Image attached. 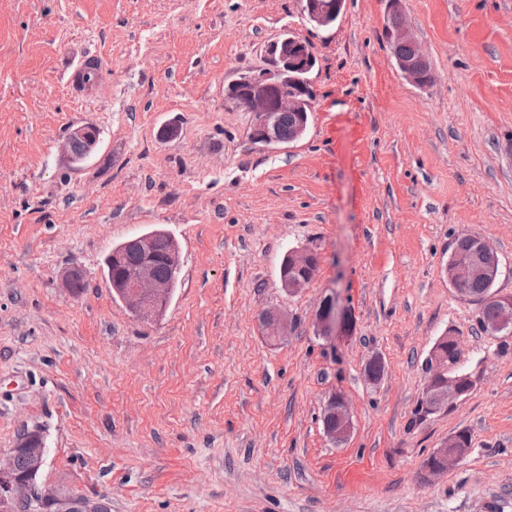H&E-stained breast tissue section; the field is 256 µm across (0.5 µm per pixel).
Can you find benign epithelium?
Instances as JSON below:
<instances>
[{"mask_svg": "<svg viewBox=\"0 0 512 512\" xmlns=\"http://www.w3.org/2000/svg\"><path fill=\"white\" fill-rule=\"evenodd\" d=\"M390 42L394 45L408 43L414 47L417 42L406 24H401L391 31ZM309 61V51L304 42L299 40L292 46L291 54L281 57L283 67L303 69ZM402 76L410 83L421 86L431 77L430 63L418 49L409 58L397 60ZM311 89L306 84L288 88L271 72L264 69L252 74L248 87L239 91L234 97L235 104L253 116L250 136L254 143L264 147H275L284 143L279 134V116L283 112L298 113V134H303L307 126V113L300 111L302 102L308 100ZM314 253L308 249H291L285 255L281 267L288 268V276L281 277L282 287L290 293L298 292L304 283L303 274L313 263ZM500 273V260L497 252L482 238L464 246L456 245L451 253V267L447 272L448 282L455 287L471 280L494 282ZM120 287V298L138 316L145 319L157 318L162 314V307L170 301L173 282H162L153 273L152 262L148 259L124 269L116 280ZM497 300L502 306V316L494 330L512 334V297L499 296ZM260 323L267 335L283 338L292 329L288 318L279 311H267L260 315ZM315 326L318 335L334 339L347 337L353 329V318L350 312L337 310L336 300L329 296L324 307L315 315ZM460 345L459 337L450 332L444 333L435 342L423 363L426 385L421 395L423 414L429 417L445 411L456 401L466 398L472 390L473 380L470 374H459L448 363L444 352L447 344ZM324 416H333L339 423L340 433L348 436L352 430L350 418L344 398L335 392L329 397L324 409ZM458 437L452 436L444 442L432 457L440 463L456 462L464 457L455 445ZM16 447L30 448L31 470L27 477L14 473V452L0 458V502L3 507L12 508L14 504L27 500L33 492V478L42 468L44 457L43 436L33 430L22 432L17 438ZM41 510L46 505H53L57 512H69L72 508L71 493L62 488H44L38 492Z\"/></svg>", "mask_w": 512, "mask_h": 512, "instance_id": "7a95c632", "label": "benign epithelium"}]
</instances>
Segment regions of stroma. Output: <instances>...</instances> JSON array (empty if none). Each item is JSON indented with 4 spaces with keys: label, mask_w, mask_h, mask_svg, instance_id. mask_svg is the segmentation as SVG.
Masks as SVG:
<instances>
[{
    "label": "stroma",
    "mask_w": 512,
    "mask_h": 512,
    "mask_svg": "<svg viewBox=\"0 0 512 512\" xmlns=\"http://www.w3.org/2000/svg\"><path fill=\"white\" fill-rule=\"evenodd\" d=\"M402 8L422 88L393 63L384 0H345L327 29L301 0H0V455L41 430L38 487L112 512H512V336L483 332L445 272L458 237H481L493 294L512 296V0ZM289 32L316 60L312 112L268 149L225 90ZM88 53L100 80L70 86ZM84 125L100 145L75 167ZM155 228L181 264L150 322L104 260ZM305 246L315 275L286 293L282 259ZM332 293L354 319L333 345L315 330ZM273 309L280 340L259 323ZM451 330L473 389L411 425ZM335 391L353 422L339 446L322 426ZM463 430L467 455L425 474ZM260 323L265 328L267 336L283 338L288 336L292 329L288 318L279 311H267L260 315Z\"/></svg>",
    "instance_id": "obj_1"
}]
</instances>
